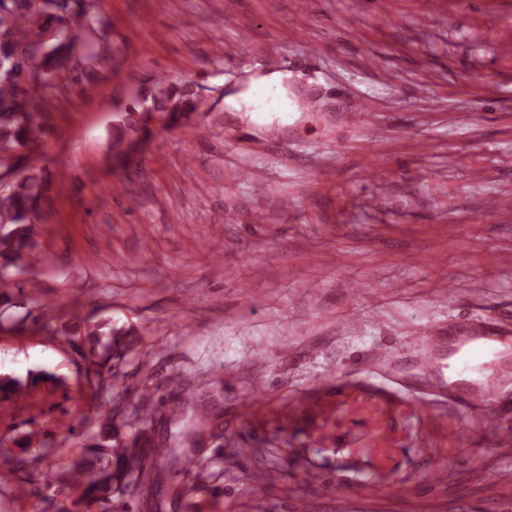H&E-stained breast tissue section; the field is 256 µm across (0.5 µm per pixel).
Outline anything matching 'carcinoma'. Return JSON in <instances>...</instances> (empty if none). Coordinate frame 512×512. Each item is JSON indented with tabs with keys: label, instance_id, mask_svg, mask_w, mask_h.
Listing matches in <instances>:
<instances>
[{
	"label": "carcinoma",
	"instance_id": "1",
	"mask_svg": "<svg viewBox=\"0 0 512 512\" xmlns=\"http://www.w3.org/2000/svg\"><path fill=\"white\" fill-rule=\"evenodd\" d=\"M47 13L37 0H0V160L18 147L35 144L45 133L40 122L53 104L51 91L63 74L90 75L97 55L87 34L97 31L91 0H54ZM149 112H195L200 102L186 89H174L165 81L145 94ZM40 185L31 176L13 180L0 189V286L6 287L9 268L19 272L35 266L32 214L37 212ZM102 338L101 325L82 321L72 326L67 342L85 363V376L101 410L112 405L114 380L126 356L138 343L131 329L111 330ZM150 414L134 412L125 427L136 433L132 447L122 442L109 414L97 417L100 430L78 435L84 448L63 477L44 472L50 488L68 486L80 491L70 512H120L122 501L134 484L147 483L162 491L160 468L191 469L198 461L179 455L166 444L158 445L143 431Z\"/></svg>",
	"mask_w": 512,
	"mask_h": 512
}]
</instances>
